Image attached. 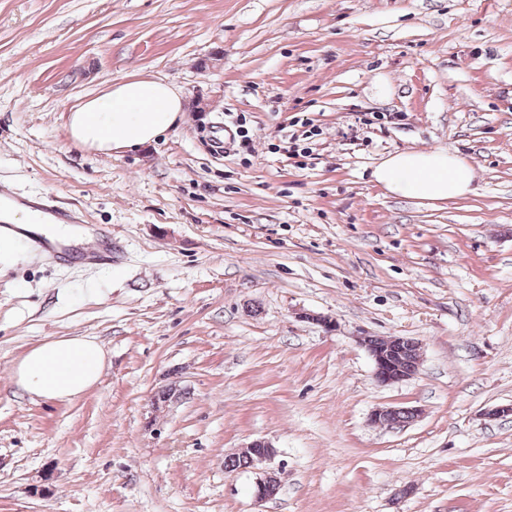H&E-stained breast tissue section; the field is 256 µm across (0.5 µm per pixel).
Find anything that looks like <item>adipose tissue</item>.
<instances>
[{"instance_id":"1","label":"adipose tissue","mask_w":512,"mask_h":512,"mask_svg":"<svg viewBox=\"0 0 512 512\" xmlns=\"http://www.w3.org/2000/svg\"><path fill=\"white\" fill-rule=\"evenodd\" d=\"M183 109V97L172 85L135 79L74 108L68 126L73 141L83 147L104 153L134 150L156 141ZM372 177L393 194L444 202L467 195L474 174L466 160L450 151L407 150L383 160ZM104 363L95 340L49 339L28 351L12 376L29 395L71 400L97 383Z\"/></svg>"}]
</instances>
